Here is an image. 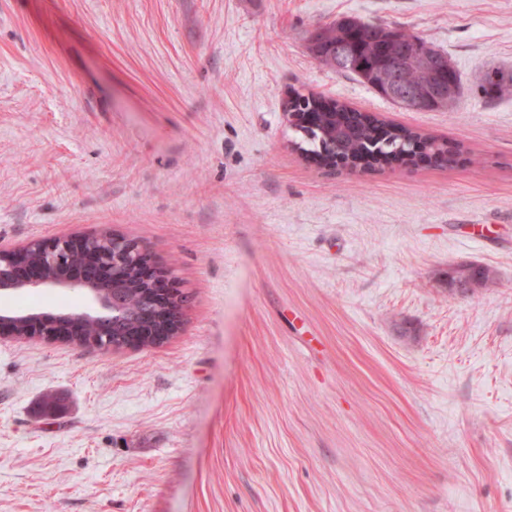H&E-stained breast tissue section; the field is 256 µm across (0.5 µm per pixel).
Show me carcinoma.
Masks as SVG:
<instances>
[{"instance_id": "carcinoma-1", "label": "carcinoma", "mask_w": 512, "mask_h": 512, "mask_svg": "<svg viewBox=\"0 0 512 512\" xmlns=\"http://www.w3.org/2000/svg\"><path fill=\"white\" fill-rule=\"evenodd\" d=\"M383 30L385 27L379 23L365 21L356 16H344L333 22L314 26L308 38V50L319 64L355 77L381 97L397 104V97L387 95L371 75L373 65L380 56L379 34ZM338 46H348L354 52L355 64L352 67L344 69L338 66ZM434 63L442 76L456 86L457 94H462L461 76L456 68H448V55L440 49L437 50ZM499 76L500 79L495 81L492 74H483L477 79L474 91L488 99L512 94V73L506 75L501 72ZM288 111L317 113L314 127L301 126L299 130L304 133L309 143L304 153L318 164L334 157L366 168H383L403 160V155L410 153L414 158L432 157L434 162H446L451 167L458 155L444 140L368 115L346 102L334 100L330 109L321 111L316 107L315 94L310 92L305 94L297 89L291 90ZM492 280L489 269L470 265L458 277L449 281V284L459 283L464 286L475 281L485 287ZM149 313V306L138 290L128 288L122 321L115 326H107L106 330L110 333L125 330Z\"/></svg>"}]
</instances>
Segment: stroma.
I'll return each instance as SVG.
<instances>
[{"instance_id":"obj_1","label":"stroma","mask_w":512,"mask_h":512,"mask_svg":"<svg viewBox=\"0 0 512 512\" xmlns=\"http://www.w3.org/2000/svg\"><path fill=\"white\" fill-rule=\"evenodd\" d=\"M343 15L512 71V0H0V247L109 231L186 296L160 346L0 339V512H512V96L401 108L309 54ZM293 88L466 160L320 167Z\"/></svg>"}]
</instances>
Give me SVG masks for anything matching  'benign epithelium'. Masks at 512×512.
I'll return each mask as SVG.
<instances>
[{"label": "benign epithelium", "mask_w": 512, "mask_h": 512, "mask_svg": "<svg viewBox=\"0 0 512 512\" xmlns=\"http://www.w3.org/2000/svg\"><path fill=\"white\" fill-rule=\"evenodd\" d=\"M430 66L428 57L408 55L397 58L392 53L382 55L380 69L384 86L392 90L398 81L399 72L409 66ZM456 88L442 76L430 72L428 83L403 92L400 101L409 108L425 103L447 106L453 102ZM101 239L109 251L88 250L87 241ZM39 259L28 261L24 251L0 249V291L40 290L58 288L62 291H79L90 306L101 310L91 314L72 309H61L53 313L56 322L41 311L1 312L0 338L32 339L45 342L103 347L96 339L71 337L68 324L88 319L102 326L113 321L124 304L123 294L112 284L125 278L129 269L145 283L144 295L160 312L166 325L181 330L185 320L184 294L171 271L157 264L152 255L138 241L110 232L82 236L59 237L35 241Z\"/></svg>", "instance_id": "7a95c632"}]
</instances>
